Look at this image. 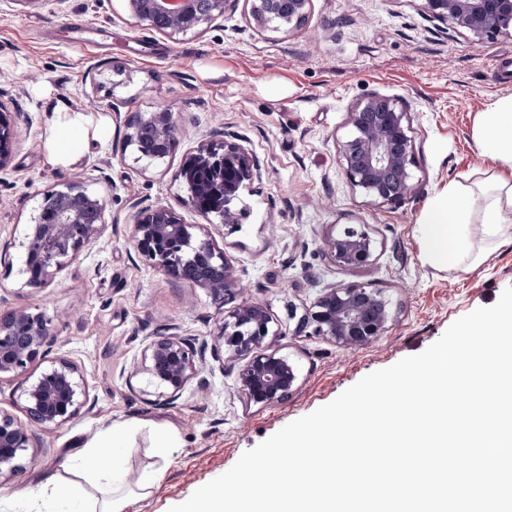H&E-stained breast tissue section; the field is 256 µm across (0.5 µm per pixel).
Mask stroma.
Listing matches in <instances>:
<instances>
[{
  "mask_svg": "<svg viewBox=\"0 0 512 512\" xmlns=\"http://www.w3.org/2000/svg\"><path fill=\"white\" fill-rule=\"evenodd\" d=\"M500 63L512 66V37L477 40L424 15L420 0H313L307 23L287 34L259 30L240 10L174 38L134 23L124 0H0V113L15 129L12 157L0 167V315L45 313L56 334L28 374L0 375V411L26 422L28 376L60 359L84 375L91 400L63 427L35 429L23 472L0 482V512H25L26 488L65 474L90 439L128 420L140 426L125 450V512H168L285 425L494 305L512 286V238L476 269L441 271L422 257L418 219L448 182L487 168L473 129L480 112L512 95ZM371 95L398 101L410 118L414 191L396 204L354 188L339 158L349 112ZM159 110L173 113L178 142L146 167L125 147V121ZM58 112L107 126L108 140H89L72 163H52L48 126ZM224 140L258 163L236 224L194 211L179 177L187 155ZM64 181L105 197L106 228L48 286H25L26 227ZM155 205L223 250L237 282L224 304L138 253L134 218ZM347 226L368 232L367 265L327 258L328 241ZM347 285L385 297L381 335L351 348L300 331L325 289ZM244 302L260 303L272 319L262 352L296 369L282 402L248 401L238 379L246 360L223 347L224 313ZM171 335L207 346L206 388L189 384L173 401L145 371L150 341ZM159 429L173 438L162 453ZM145 472L155 482L139 495Z\"/></svg>",
  "mask_w": 512,
  "mask_h": 512,
  "instance_id": "1",
  "label": "stroma"
}]
</instances>
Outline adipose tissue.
Instances as JSON below:
<instances>
[{
	"label": "adipose tissue",
	"instance_id": "adipose-tissue-1",
	"mask_svg": "<svg viewBox=\"0 0 512 512\" xmlns=\"http://www.w3.org/2000/svg\"><path fill=\"white\" fill-rule=\"evenodd\" d=\"M50 138L55 162L66 163L81 154L88 141L81 114L54 115ZM474 139L490 162L483 178L448 183L418 221L422 256L440 270L479 267L512 228V95L479 114ZM474 224L479 227L475 238L469 233ZM130 429L127 422L112 424L85 445L81 475L96 484L99 497H88L75 483L57 478L29 492L31 512H123L124 452Z\"/></svg>",
	"mask_w": 512,
	"mask_h": 512
}]
</instances>
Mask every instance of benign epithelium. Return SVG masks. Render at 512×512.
Masks as SVG:
<instances>
[{"label": "benign epithelium", "instance_id": "1", "mask_svg": "<svg viewBox=\"0 0 512 512\" xmlns=\"http://www.w3.org/2000/svg\"><path fill=\"white\" fill-rule=\"evenodd\" d=\"M129 15L170 36L198 33L203 26L233 15L244 4L255 26L284 34L303 24L312 0H126ZM428 17L470 32L479 40L512 36V0H421ZM149 126L155 146L146 153L139 143L140 125ZM351 132L339 146L344 172L355 188L381 204L399 203L413 190L409 167L414 163V141L407 112L397 102L371 96L349 112ZM13 129L0 116V167L10 157ZM177 141L173 114L151 112L126 122L125 144L137 160L149 166L167 157ZM198 168L224 169V205L212 210L224 224H237L239 191L258 171L256 159L245 148L224 141L204 143L192 153ZM106 200L75 183H62L43 200L35 223L24 236L26 284L41 287L74 260L80 249L105 228ZM133 238L139 254L172 277L207 289L218 303L233 295L235 280L224 252L208 239L193 240L188 226L165 206L146 208L135 216ZM327 254L341 266L359 267L372 255L366 232L345 227L331 238ZM316 311L304 319L313 333L352 347L363 345L385 329L386 305L379 293L361 285L326 289L314 303ZM271 318L257 303H243L224 317L221 338L236 356L251 355L239 373L247 399L278 403L296 379L284 357L256 354L270 335ZM55 340L52 319L43 312L20 307L0 316V374H22ZM205 346L177 335L158 336L147 347L146 372L176 399L200 372ZM26 412L40 428H60L73 420L89 401L88 385L77 367L60 360L24 388ZM31 445V433L11 415L0 412V479L23 470L21 460Z\"/></svg>", "mask_w": 512, "mask_h": 512}]
</instances>
